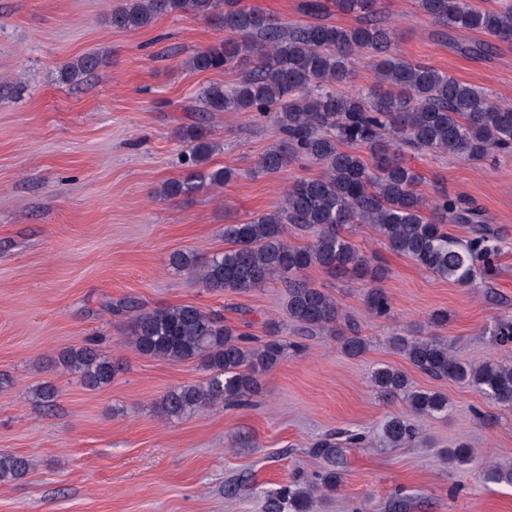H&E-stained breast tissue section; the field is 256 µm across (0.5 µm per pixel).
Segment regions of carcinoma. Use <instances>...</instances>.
I'll return each instance as SVG.
<instances>
[{
    "mask_svg": "<svg viewBox=\"0 0 512 512\" xmlns=\"http://www.w3.org/2000/svg\"><path fill=\"white\" fill-rule=\"evenodd\" d=\"M352 14L357 23L338 27L321 22L330 6ZM420 11L434 24L454 33L475 31L488 36L461 47L472 56L493 48L492 40L512 42V7L481 10L468 0H418ZM382 0H305L311 22H280L263 9L242 0H128L112 14V27L135 31L156 18L192 12L214 22L221 32L208 47L190 58L197 71L233 67L249 59L238 85L232 89L212 83L201 96L202 111L256 112L276 126L280 141L258 162L264 173H280L297 158L321 166L316 177L298 178L283 195L278 209L225 229L233 246L223 252H178L171 266L195 274L204 287L217 292H248L274 280L288 291V318L305 336L342 337L352 357L368 348L359 329L347 325L336 331L342 312L336 300L305 277L316 266L327 274L356 276L370 282L366 303L383 316L390 303L379 268L372 266L344 235L349 224H369L385 244L427 271L459 287H469L490 270L492 237L482 228L481 211L443 191L432 201L418 190L419 177L403 159L404 147L464 155L479 159L494 149L512 150V107L491 100L482 88L464 83L437 68L398 57L395 32L382 24ZM372 59L376 82L368 91L349 93L354 57ZM105 58L86 54L64 70L71 80L99 70ZM188 144L185 162L202 166L212 146L194 127L182 130ZM349 145H365L374 161L367 163ZM209 183L222 187L232 179L230 169L203 171ZM447 224H471L475 237L463 245L444 231ZM316 230L315 239L299 246L290 232ZM118 309L131 314L129 335L140 354L175 361L199 360L208 371L199 384L168 390L160 399L161 414L182 419L221 402L245 406L258 389L257 374L275 367L289 345L269 339L256 346L247 334L224 324L216 314L193 305L145 311L135 300ZM394 346L421 372L471 386L494 400L512 405V361H486L477 366L460 361L448 345L433 337ZM57 364L78 375L91 389L104 387L124 370L123 363L104 355L90 342L66 350ZM373 383L379 391L402 398L420 417L448 410V399L436 392L416 390L408 377L391 368L379 369ZM415 427L393 416L384 427L395 446L410 441ZM31 463L23 456L0 453V481L23 478ZM336 471L302 478L267 495L265 512H309L312 499L334 488Z\"/></svg>",
    "mask_w": 512,
    "mask_h": 512,
    "instance_id": "1",
    "label": "carcinoma"
}]
</instances>
